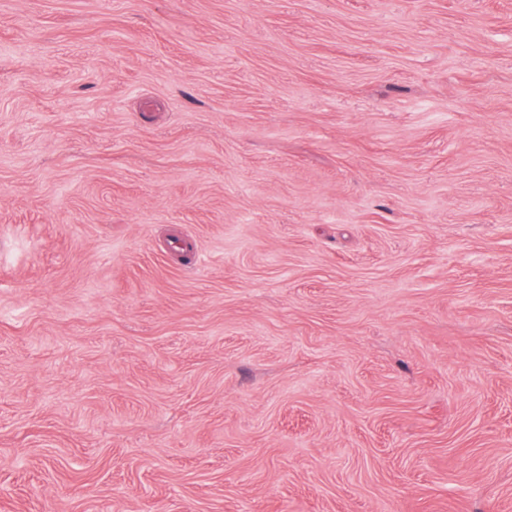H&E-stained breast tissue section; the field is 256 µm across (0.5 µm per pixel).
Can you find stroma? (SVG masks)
<instances>
[{
  "label": "stroma",
  "instance_id": "35a3bbf8",
  "mask_svg": "<svg viewBox=\"0 0 512 512\" xmlns=\"http://www.w3.org/2000/svg\"><path fill=\"white\" fill-rule=\"evenodd\" d=\"M0 512H512V0H0Z\"/></svg>",
  "mask_w": 512,
  "mask_h": 512
}]
</instances>
